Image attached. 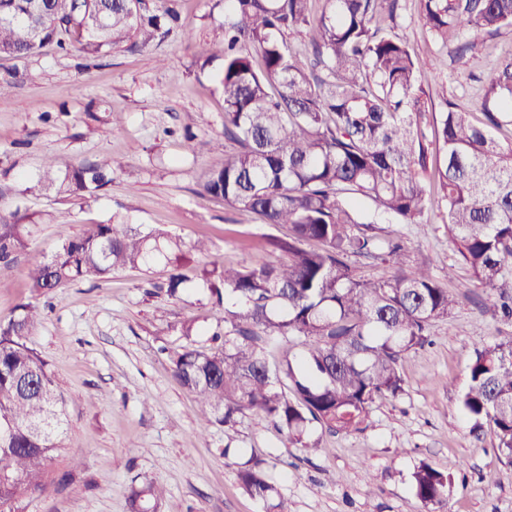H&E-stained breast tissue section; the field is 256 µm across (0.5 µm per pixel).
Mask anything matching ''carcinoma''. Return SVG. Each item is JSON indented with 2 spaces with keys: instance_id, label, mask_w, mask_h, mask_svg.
<instances>
[{
  "instance_id": "carcinoma-1",
  "label": "carcinoma",
  "mask_w": 512,
  "mask_h": 512,
  "mask_svg": "<svg viewBox=\"0 0 512 512\" xmlns=\"http://www.w3.org/2000/svg\"><path fill=\"white\" fill-rule=\"evenodd\" d=\"M176 0H0V58L71 51L99 56L121 45L134 51L175 27ZM224 0V29L207 51L223 60L224 136L237 151L211 169L201 193L285 226L266 243L275 262L203 270L213 304L224 310L210 349L184 345L172 374L194 394L202 426L228 424L246 412L269 421L307 453V431L359 432L376 399L397 396L399 361L428 342L432 324L458 299L429 268L405 265V244L379 221L427 230L430 184L461 260L512 319V145L491 130L512 125V56L487 72L477 100L484 122L443 99L428 125L434 71L425 70L395 28L401 0ZM432 40L454 44L453 62L468 63L465 34L512 28V0H419ZM309 29L304 49L284 40ZM112 183L108 159L59 165L47 157L28 192L93 198ZM372 211H361L364 203ZM34 215L0 210V273L27 246ZM320 249H307L308 241ZM353 257L380 259L387 280L355 275ZM187 253L162 230L123 222L91 224L67 235L28 273L29 298L0 322V507L23 512L21 498L47 489L48 463L64 432L65 400L48 361L26 343L40 323L38 300L60 288L105 279L160 261L167 288H183ZM233 299L238 309L226 307ZM291 336L298 357L271 365L264 337ZM461 405L488 426L512 462V337L478 347ZM255 460L239 477L253 496L277 495ZM428 512H447L453 477L422 461L411 474ZM164 489L148 482L129 496L130 512H155Z\"/></svg>"
}]
</instances>
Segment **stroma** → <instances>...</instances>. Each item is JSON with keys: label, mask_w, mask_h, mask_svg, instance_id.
Returning a JSON list of instances; mask_svg holds the SVG:
<instances>
[{"label": "stroma", "mask_w": 512, "mask_h": 512, "mask_svg": "<svg viewBox=\"0 0 512 512\" xmlns=\"http://www.w3.org/2000/svg\"><path fill=\"white\" fill-rule=\"evenodd\" d=\"M176 7L179 28L166 41L112 50L85 69L75 55L0 59V79L27 74L0 98V209L20 206L41 218L28 228V249L0 274V322L28 296V268L50 256L62 234L90 224L158 227L186 249L205 239L202 261L212 266L275 261L265 247L271 226L200 193L207 171L236 150L224 138L222 61L207 53L221 34L224 5L176 0ZM418 10V0H404L398 33L429 67L440 49ZM510 55L512 29L478 37L467 74L442 68L433 107L446 98L469 106L468 74ZM219 140L220 152L213 148ZM48 156L63 166L111 157L112 182L87 200L25 194ZM429 219L425 234L397 225L407 263L428 265L459 304L433 323L430 345L402 357V393L377 399L364 431L313 426V455L248 414L201 428L170 362L183 345L207 346L217 324L196 263L183 266L187 283L174 297L162 263L60 289L27 343L51 365L67 425L49 467L51 491L23 498L24 512H130V488L150 480L165 489L159 512H269L239 479L253 457L262 460L285 512H426L410 482L422 461L454 477L448 512H512V463L490 429H474L459 402L475 348L512 335V326L495 314L490 289L460 262L438 210Z\"/></svg>", "instance_id": "obj_1"}]
</instances>
